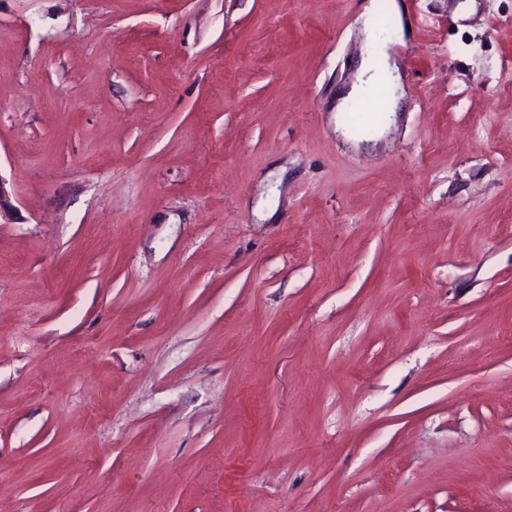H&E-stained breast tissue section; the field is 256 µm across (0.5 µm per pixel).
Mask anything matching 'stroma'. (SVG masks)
Instances as JSON below:
<instances>
[{
    "label": "stroma",
    "instance_id": "obj_1",
    "mask_svg": "<svg viewBox=\"0 0 512 512\" xmlns=\"http://www.w3.org/2000/svg\"><path fill=\"white\" fill-rule=\"evenodd\" d=\"M0 0V512H512V0ZM380 82V75L376 71L370 58L362 59L356 81L352 84L348 94L337 104L336 109H340L344 102L351 97H361L371 95Z\"/></svg>",
    "mask_w": 512,
    "mask_h": 512
}]
</instances>
